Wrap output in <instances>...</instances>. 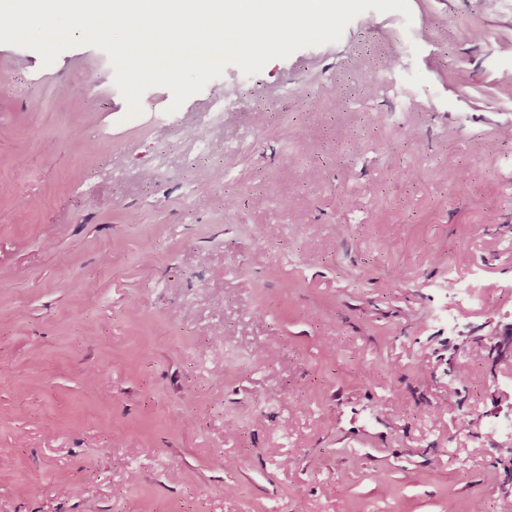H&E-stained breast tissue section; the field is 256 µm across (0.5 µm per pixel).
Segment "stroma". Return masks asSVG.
<instances>
[{
    "instance_id": "stroma-1",
    "label": "stroma",
    "mask_w": 512,
    "mask_h": 512,
    "mask_svg": "<svg viewBox=\"0 0 512 512\" xmlns=\"http://www.w3.org/2000/svg\"><path fill=\"white\" fill-rule=\"evenodd\" d=\"M409 4L132 118L0 44V512H512V0Z\"/></svg>"
}]
</instances>
